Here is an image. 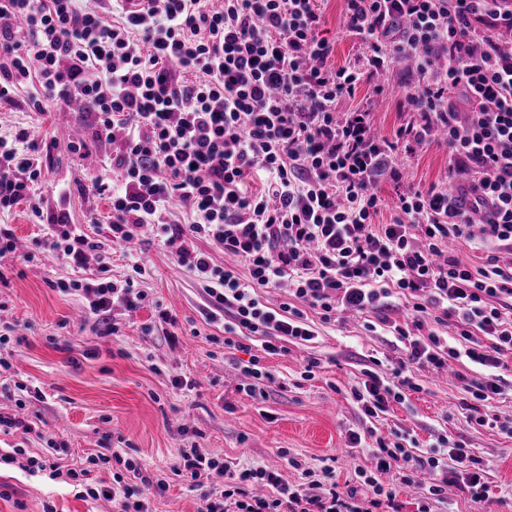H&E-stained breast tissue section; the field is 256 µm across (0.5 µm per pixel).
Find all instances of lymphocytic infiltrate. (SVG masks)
Masks as SVG:
<instances>
[{
    "label": "lymphocytic infiltrate",
    "instance_id": "lymphocytic-infiltrate-1",
    "mask_svg": "<svg viewBox=\"0 0 512 512\" xmlns=\"http://www.w3.org/2000/svg\"><path fill=\"white\" fill-rule=\"evenodd\" d=\"M349 31L363 52L329 67L334 46L320 37L319 0H142L122 10L104 0H0V103L26 91L32 111L50 99L88 104L98 132L121 147L89 177L107 198L111 242L141 230L168 247L208 298V319L234 337H263L266 352L309 342L315 332L303 309L324 319L411 302L412 328L391 324L406 359L391 378L368 373L352 395L365 416L386 412L416 390L412 371L468 361L482 370L467 382L474 400L502 394L501 354L512 352V5L499 0H344ZM442 66H434V58ZM414 64L406 94L415 118L395 140L371 132L370 112H340L363 79ZM466 115V130L458 117ZM443 138L448 175H468L457 192L438 185L397 198L398 217L375 223L383 206L374 183L400 179L392 157ZM54 143L19 129L0 139V212L27 201L44 231L43 246L74 266L105 259L107 242L73 223L68 211L46 212L39 194ZM182 206L186 222L172 220ZM204 238L243 261L247 276L188 247ZM461 239L485 255L469 267L445 255ZM107 318L114 306L139 308L146 296L132 282L102 277L60 283ZM261 288H284L293 300L266 307ZM455 319L457 339L424 332L426 318ZM379 472L409 484L428 471L430 498L447 483L472 502L488 498L480 460L458 441L438 438L415 455L402 443L378 441ZM132 483L85 485L86 497L111 496L119 512H149L157 485L137 461ZM175 474L208 478L222 491L201 512H401L376 475L368 491L338 484L301 493L272 470L232 475L223 461L199 451L181 454ZM270 486L257 496L248 486Z\"/></svg>",
    "mask_w": 512,
    "mask_h": 512
}]
</instances>
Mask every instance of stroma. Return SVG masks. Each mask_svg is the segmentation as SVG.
Returning <instances> with one entry per match:
<instances>
[{
    "label": "stroma",
    "instance_id": "1",
    "mask_svg": "<svg viewBox=\"0 0 512 512\" xmlns=\"http://www.w3.org/2000/svg\"><path fill=\"white\" fill-rule=\"evenodd\" d=\"M343 10L342 0L322 4L321 30L335 43L330 64L336 68L363 51L360 37L345 26ZM411 78L408 65L398 63L385 78L383 94H374L372 83L366 82L353 97L340 99L336 109L369 107L374 134L393 137L411 118L404 103ZM21 127L55 143L45 178L69 186L73 222L89 233L106 234L110 204L89 190L87 163L111 157L112 144L97 137L89 113L67 111L48 100L39 114L19 96L0 105V135ZM76 130L83 145L77 154L67 148ZM447 181L445 144L416 151L401 183L378 181L385 204L376 223L389 224L397 217L399 186L424 190ZM1 224L12 230L19 248L16 257L0 260V272L9 281L0 288V335L9 338L0 357L11 365L0 373V411L17 415L26 427L0 434V449L21 446L55 470L28 472L0 461V512H43L48 504L54 512H116L118 505L110 499L80 498L70 474L87 467L95 480L109 486L125 476L127 458L138 460L163 485L150 500L152 512H200L214 485L206 477L191 479L171 470L175 458L193 448L224 460L236 472L257 467L276 471L305 493L316 481L358 487L361 472L376 468L368 449L347 443L348 430L358 427L373 429L389 443L397 434H408L412 452L450 435L484 460L490 505L473 503L452 483L442 500H429L430 512H512L511 354L502 357L504 394L474 403L464 382L481 373L454 361L444 373L417 370L419 391L370 420L350 390L362 381L364 369L375 368L384 376L401 360L403 345L386 324L404 319L405 304L365 316L347 313L328 322L311 309L307 319L316 333L313 341L289 343L270 354L262 337L239 336L229 348L223 323L206 318L203 288L168 248L145 234L133 247L109 251L108 277L115 282L133 278L146 303L136 310L114 307L110 317L118 331L108 334L83 296L57 288L58 282L81 273L97 274L96 257H89L82 271L53 252L34 249L41 228L27 203L0 213ZM136 264L143 275H134ZM162 310L171 313L174 324L159 320ZM253 358L273 378L262 397L248 392L253 379L244 367ZM313 359L318 366L309 378L305 368ZM35 387L41 398L29 396ZM472 403L485 425L467 422L466 407ZM49 434L55 447L45 441Z\"/></svg>",
    "mask_w": 512,
    "mask_h": 512
}]
</instances>
